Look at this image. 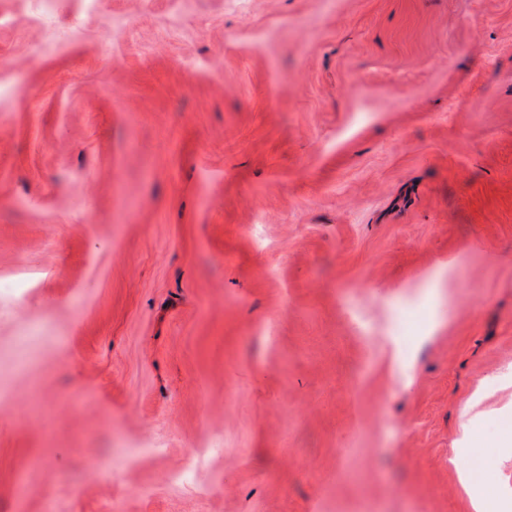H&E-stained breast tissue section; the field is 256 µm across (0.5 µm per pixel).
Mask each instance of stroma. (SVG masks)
I'll list each match as a JSON object with an SVG mask.
<instances>
[{
  "instance_id": "stroma-1",
  "label": "stroma",
  "mask_w": 512,
  "mask_h": 512,
  "mask_svg": "<svg viewBox=\"0 0 512 512\" xmlns=\"http://www.w3.org/2000/svg\"><path fill=\"white\" fill-rule=\"evenodd\" d=\"M20 272L0 512H512V0H0Z\"/></svg>"
}]
</instances>
